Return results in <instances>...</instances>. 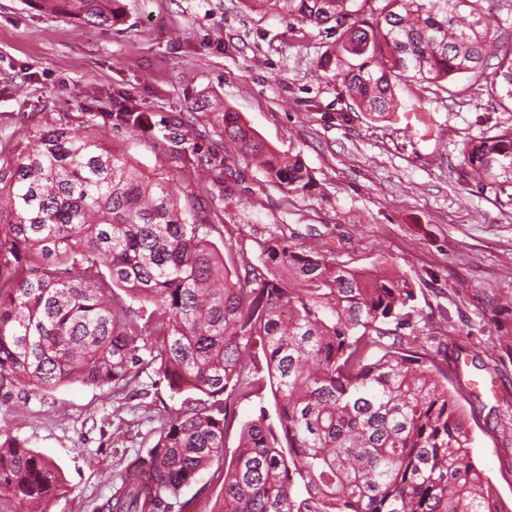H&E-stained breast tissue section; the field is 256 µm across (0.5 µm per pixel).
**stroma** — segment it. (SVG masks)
Returning <instances> with one entry per match:
<instances>
[{
  "mask_svg": "<svg viewBox=\"0 0 512 512\" xmlns=\"http://www.w3.org/2000/svg\"><path fill=\"white\" fill-rule=\"evenodd\" d=\"M109 26H89L46 0H0V167L34 132L95 126L107 146L195 198L211 240L236 265L259 264L275 238L328 262L388 260L412 284L410 321L429 327L424 349L459 390L472 457L500 503L512 505V196L469 191L457 170L471 140L512 127L499 83L444 88L403 80L399 112L354 111L326 58V27L246 8L242 0H119ZM124 96L154 123H185L193 152L112 122ZM224 102L276 153L300 156L311 189L272 181L237 155L197 104ZM222 166L205 169L211 154ZM180 396L145 371L112 388L62 385L40 394L0 389L6 435L55 462L68 488L47 512H98L112 479L145 454ZM274 411L270 388L231 405L225 441ZM224 485L216 461L185 487L190 512H211Z\"/></svg>",
  "mask_w": 512,
  "mask_h": 512,
  "instance_id": "obj_1",
  "label": "stroma"
}]
</instances>
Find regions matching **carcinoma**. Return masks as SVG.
<instances>
[{
	"label": "carcinoma",
	"mask_w": 512,
	"mask_h": 512,
	"mask_svg": "<svg viewBox=\"0 0 512 512\" xmlns=\"http://www.w3.org/2000/svg\"><path fill=\"white\" fill-rule=\"evenodd\" d=\"M48 2L108 26L117 0ZM352 2L243 0L301 25L351 20L336 33V78L372 118L399 111L395 82L406 78L439 87L491 68L512 99V53L490 51L486 0H380L369 19ZM115 104L117 123L191 149L178 124L158 127L126 98ZM206 117L272 179L310 187L301 159L273 152L238 113ZM458 167L480 192L512 188V128L467 143ZM2 201L11 220L0 224V388H115L144 366L183 396L100 512H170L216 460L225 461L224 492L213 512H486L490 503L512 512L471 460L448 373L410 350L418 337L397 334L410 327L403 310L415 292L386 261L334 266L278 240L261 267H229L194 206L90 128L36 134L0 168ZM117 289L139 307L112 301ZM266 376L278 425L260 407L229 454L230 405ZM65 493L53 461L17 438L0 443V498L45 512Z\"/></svg>",
	"instance_id": "carcinoma-1"
}]
</instances>
